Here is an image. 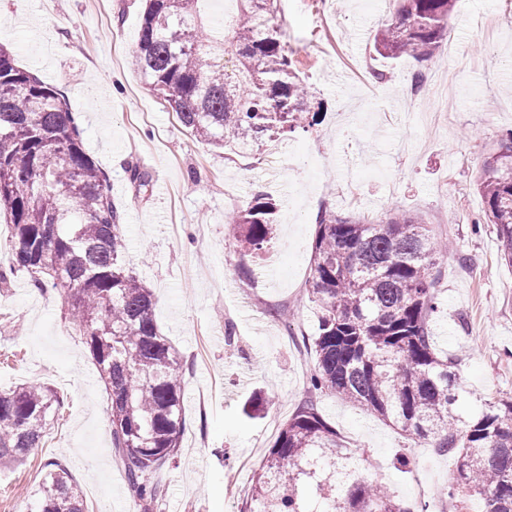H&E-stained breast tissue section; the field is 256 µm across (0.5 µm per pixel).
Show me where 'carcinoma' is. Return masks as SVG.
Wrapping results in <instances>:
<instances>
[{
	"instance_id": "cac0c4a2",
	"label": "carcinoma",
	"mask_w": 512,
	"mask_h": 512,
	"mask_svg": "<svg viewBox=\"0 0 512 512\" xmlns=\"http://www.w3.org/2000/svg\"><path fill=\"white\" fill-rule=\"evenodd\" d=\"M201 0H146L134 64L181 125L205 144L245 153L265 139L313 125L319 111L275 24L276 0H237L223 36L207 33ZM455 0H393L373 35L387 61L430 62L448 33ZM236 59L224 70V45ZM500 257L512 266V130L501 135L476 182ZM0 207L9 212L13 269L57 290L110 397L112 447L140 512L163 495L157 473L175 463L185 431L183 366L155 319V295L126 266L121 215L106 174L85 151L69 102L21 68L0 45ZM273 199L258 194L235 213L230 252L260 257L274 239ZM446 245L419 214L385 219L322 212L308 275L319 316L308 383L381 418L407 439L456 461L451 512H512V398L465 418L457 360L435 352L436 264ZM59 397L41 384L0 390V465L41 443ZM336 428L307 397L255 470L241 512H417L352 467ZM35 512H85L83 495L56 461Z\"/></svg>"
}]
</instances>
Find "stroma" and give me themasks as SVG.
<instances>
[{
    "label": "stroma",
    "instance_id": "35a3bbf8",
    "mask_svg": "<svg viewBox=\"0 0 512 512\" xmlns=\"http://www.w3.org/2000/svg\"><path fill=\"white\" fill-rule=\"evenodd\" d=\"M144 0H0V42L20 67L69 101L86 152L107 174L123 215L126 263L153 289L155 317L181 356L185 433L159 480L153 512H239L253 473L307 395L306 348L317 327L307 276L322 210L424 214L456 250L440 257L437 350L458 355L466 413L512 396V266L486 224L476 177L512 129V0H460L448 38L467 64L442 57L372 59V37L392 0H281L276 21L289 55L323 111L316 125L245 154L197 141L130 64ZM500 32L486 41L480 23ZM424 70V92L410 76ZM384 78H374V71ZM412 93L405 102L404 93ZM150 179L138 189L131 169ZM259 194L279 204L268 252L231 271L229 219ZM51 387L62 405L25 464L0 468V507L27 512L50 460L83 491L85 512H137L112 451L110 402L63 300L17 273L0 281V389ZM269 404L254 417V394ZM323 417L399 499L446 512L456 465L374 415L319 394ZM409 466H401V456Z\"/></svg>",
    "mask_w": 512,
    "mask_h": 512
}]
</instances>
